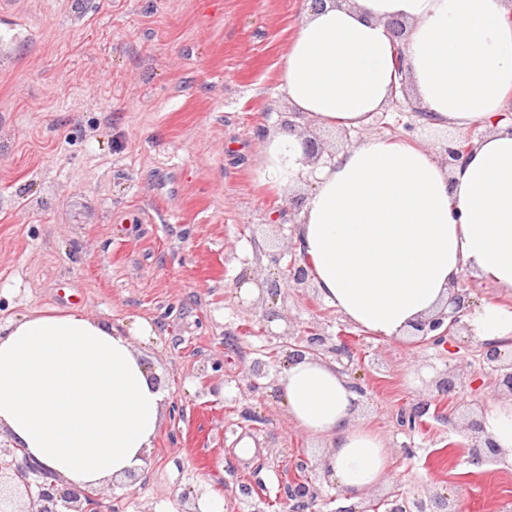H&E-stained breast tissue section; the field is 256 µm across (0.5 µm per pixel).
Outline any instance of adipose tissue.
<instances>
[{"label": "adipose tissue", "instance_id": "adipose-tissue-1", "mask_svg": "<svg viewBox=\"0 0 512 512\" xmlns=\"http://www.w3.org/2000/svg\"><path fill=\"white\" fill-rule=\"evenodd\" d=\"M299 8L283 93L320 126L363 133L318 163L288 125L264 141L263 185H309L292 234L318 296L361 331L399 339L448 311L468 273L499 290L467 312L469 336L512 341V0ZM392 20L404 24L402 38ZM405 81L426 129H482L463 166L447 169L403 136L367 133ZM154 336L145 319L117 327L78 309L0 324V432L61 484L94 488L140 472L164 411L139 350ZM275 386L296 427L328 441L329 478L345 504L386 478L390 450L359 423L360 396L335 364L305 355ZM482 425L512 466V399L490 404Z\"/></svg>", "mask_w": 512, "mask_h": 512}]
</instances>
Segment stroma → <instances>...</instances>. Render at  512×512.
<instances>
[{
    "label": "stroma",
    "instance_id": "35a3bbf8",
    "mask_svg": "<svg viewBox=\"0 0 512 512\" xmlns=\"http://www.w3.org/2000/svg\"><path fill=\"white\" fill-rule=\"evenodd\" d=\"M297 2L0 0V322L77 307L156 327L141 352L168 392L160 430L142 473L97 491L121 512H193L202 478L225 512H281L300 455L317 486L307 512H339L327 442L297 429L273 388L244 387L254 360L278 374L287 327L311 324L345 333L353 353L338 365L365 388L358 420L390 448L364 504L399 489L496 512L512 470H471L459 408L492 400L481 343L380 339L320 299L262 302L236 286L271 276L305 196L261 183L263 139L290 110L280 61ZM465 364L473 387L438 392ZM421 395L430 410L404 430L399 413Z\"/></svg>",
    "mask_w": 512,
    "mask_h": 512
}]
</instances>
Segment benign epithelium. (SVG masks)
I'll return each instance as SVG.
<instances>
[{"label":"benign epithelium","instance_id":"benign-epithelium-1","mask_svg":"<svg viewBox=\"0 0 512 512\" xmlns=\"http://www.w3.org/2000/svg\"><path fill=\"white\" fill-rule=\"evenodd\" d=\"M471 138H458L448 142L442 148V161L453 168L463 163L469 153ZM271 262L277 266L276 276L257 284L260 297L288 299V293L282 291L281 282L296 292L313 289L307 269L293 257L284 268L280 267V257L271 256ZM470 302V292L460 289L451 299L452 307L446 314L415 324V335L429 345H444L453 336L457 328H466L462 318ZM284 335L295 338L296 345L290 355L302 352L318 353L319 347L327 342L324 329L318 326L307 327L299 332L288 330ZM481 370L488 374L495 386L512 396V354H502L501 345L487 343L483 346ZM269 376V366L264 360H256L249 368L247 386L259 387V380ZM465 385L464 371H449L436 381V388L443 395L451 397ZM431 406L428 399H419L411 407L400 413V426L408 430L416 429L421 418ZM467 444L470 457L487 462L497 461L499 449L488 438L482 437L479 415H472L467 424ZM292 480L288 484L287 500L283 503L285 512H306L309 502L316 495V486L309 473L308 461L298 459L290 465ZM26 502L25 509L18 508L19 502ZM385 512H462V508L444 495H436L427 500L409 498L401 494L386 497ZM102 502L89 488L77 486L65 489L57 488L48 474L31 464L23 466L17 462L14 452L9 448H0V512H101Z\"/></svg>","mask_w":512,"mask_h":512}]
</instances>
